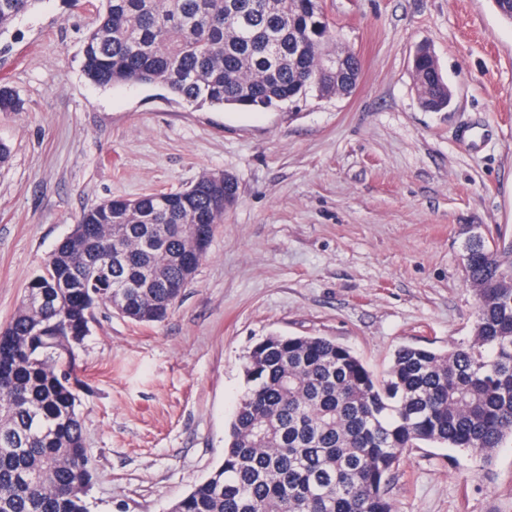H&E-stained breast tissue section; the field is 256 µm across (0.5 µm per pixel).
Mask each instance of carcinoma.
I'll return each mask as SVG.
<instances>
[{
  "mask_svg": "<svg viewBox=\"0 0 512 512\" xmlns=\"http://www.w3.org/2000/svg\"><path fill=\"white\" fill-rule=\"evenodd\" d=\"M43 0H0V36ZM323 0H84L96 16L82 71L99 86L160 84L196 107L268 110L316 92L347 95L360 74L312 75L330 52L331 22L310 29ZM429 111L452 92L432 51L412 58ZM20 106L0 84V112ZM230 175L205 173L177 192L105 200L81 213L0 328V512H89L73 348L96 310L164 321L206 256ZM466 246L475 293L471 335L446 351L404 345L376 377L348 347L321 336L270 335L245 357L246 387L224 461L170 512H395L387 484L425 443L483 462L512 438V241Z\"/></svg>",
  "mask_w": 512,
  "mask_h": 512,
  "instance_id": "carcinoma-1",
  "label": "carcinoma"
}]
</instances>
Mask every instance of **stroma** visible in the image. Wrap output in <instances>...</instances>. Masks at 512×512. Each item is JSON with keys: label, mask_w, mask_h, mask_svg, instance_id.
<instances>
[{"label": "stroma", "mask_w": 512, "mask_h": 512, "mask_svg": "<svg viewBox=\"0 0 512 512\" xmlns=\"http://www.w3.org/2000/svg\"><path fill=\"white\" fill-rule=\"evenodd\" d=\"M362 60L355 90L265 111L194 108L160 85L90 83L87 8L43 0L0 38V327L84 209L235 178L205 259L168 319L98 311L74 349L90 512H169L224 459L264 336H323L375 374L403 345L469 336L470 236L512 231V22L493 0H324ZM434 52L452 90L424 109L411 68ZM388 495L397 512H512V442L492 460L423 445Z\"/></svg>", "instance_id": "stroma-1"}]
</instances>
